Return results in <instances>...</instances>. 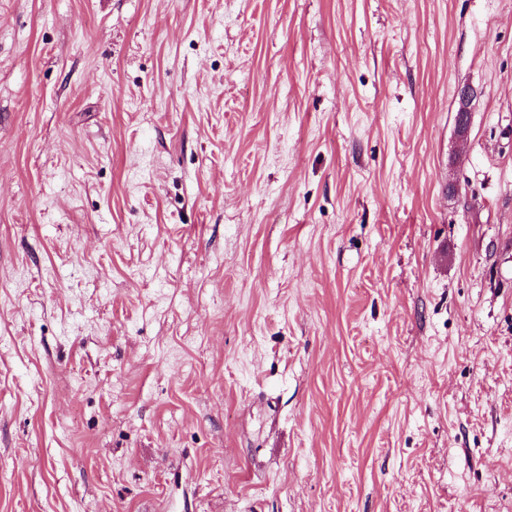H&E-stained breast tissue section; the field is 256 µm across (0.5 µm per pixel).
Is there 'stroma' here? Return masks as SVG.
<instances>
[{
	"mask_svg": "<svg viewBox=\"0 0 512 512\" xmlns=\"http://www.w3.org/2000/svg\"><path fill=\"white\" fill-rule=\"evenodd\" d=\"M0 512H512V0H0Z\"/></svg>",
	"mask_w": 512,
	"mask_h": 512,
	"instance_id": "stroma-1",
	"label": "stroma"
}]
</instances>
